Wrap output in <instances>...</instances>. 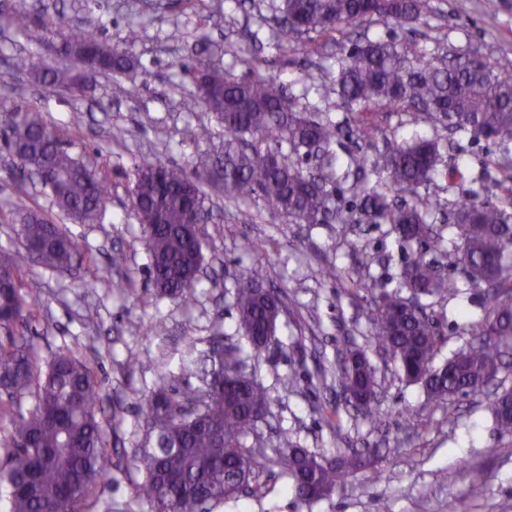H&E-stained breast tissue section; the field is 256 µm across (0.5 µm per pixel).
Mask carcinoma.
I'll list each match as a JSON object with an SVG mask.
<instances>
[{
    "label": "carcinoma",
    "mask_w": 512,
    "mask_h": 512,
    "mask_svg": "<svg viewBox=\"0 0 512 512\" xmlns=\"http://www.w3.org/2000/svg\"><path fill=\"white\" fill-rule=\"evenodd\" d=\"M432 11L430 0H283L277 44L281 56L293 52V41L312 32L340 30L348 25L398 20L412 23ZM14 24L36 36L43 24L27 13L13 14ZM100 16L89 10L72 25L59 53L101 73H125L135 66L126 53L99 40L94 30ZM14 68L32 78L71 89L76 75L66 66L51 68L40 58L18 55ZM193 94L184 108H203L224 128V159L219 169L207 156L194 173L171 162L143 159L132 169V197L145 223L141 230L150 265L148 274L160 297L185 305L197 299L199 272L204 266L200 222L209 216L203 185L219 181L225 197L237 202L260 201L279 211L291 224L351 221L390 224L399 242L419 248L402 270L398 289H378L365 281L361 288L372 301L365 316L370 324L365 347L348 348L336 372L346 405L356 400L358 415L374 426L387 417L375 394L378 382L370 363L372 351L393 362L398 376L423 386L428 397L442 403L456 396L482 395L498 438L512 439V387L498 383L508 349H512V57L499 56L477 64L464 56L438 63L426 60L413 45L370 38L355 44L336 78V93L357 113L358 133H370L368 114L378 110L404 113V124L418 125L424 116L467 131L478 140L505 149L486 164L488 179L499 184L496 203L465 198L448 214V239L436 233L428 218L442 209L441 199L428 192L437 177L453 184L459 167L450 161L443 170L439 141L416 137L353 159L357 174L348 187L351 208L332 207L328 185L337 182L339 161L331 149L341 128L331 120L312 119L294 108L292 98L270 78H236L202 61L184 67ZM0 128L22 171L40 178L53 206L78 224L98 221L108 195L99 172L81 162L62 144L39 112L1 111ZM270 140L265 150L247 151L246 137ZM296 154L323 148L318 174L325 189L306 177L304 161L287 164L283 147ZM387 176L382 186L371 176ZM427 193L422 194L419 189ZM14 234L34 265L72 272L82 258L69 230L35 211L23 197L12 204ZM448 246H443V242ZM443 251L448 266L481 289L482 316L459 327L467 340L448 359L435 362L443 343L439 326L422 300L458 294V282L437 274L430 251ZM266 267H250L234 292L239 330L245 336H274L284 308V291L261 292ZM42 282L25 272L17 253L0 249V387L11 400L0 403L9 427L0 444V486L7 489V512H86L107 484L112 455L98 415L97 376L78 351L60 346L48 359L36 351L30 336L33 313L39 309ZM213 380L203 394L182 392L165 371L140 403L147 445L136 449L144 477L136 500L150 512H197L240 497L254 470L271 461L255 433V411L269 406L266 390L242 367L229 395L218 376L224 365H242V350L215 338L211 348ZM30 391L34 408L23 413L12 396ZM278 448L292 449L289 459L276 457L288 475L297 502L331 498L354 472L375 466L372 450L341 448L334 460L300 447L288 431L278 433Z\"/></svg>",
    "instance_id": "cac0c4a2"
}]
</instances>
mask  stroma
I'll list each match as a JSON object with an SVG mask.
<instances>
[{
    "instance_id": "1",
    "label": "stroma",
    "mask_w": 512,
    "mask_h": 512,
    "mask_svg": "<svg viewBox=\"0 0 512 512\" xmlns=\"http://www.w3.org/2000/svg\"><path fill=\"white\" fill-rule=\"evenodd\" d=\"M433 2L434 13L418 22L388 21L316 34L286 59L272 37L280 0H24L27 11L44 22L34 39L0 17V109L42 112L69 151L96 167L109 187L101 222L70 227L86 258L79 275L43 273L40 314L31 335L45 358L62 344L80 343L98 377L109 447L120 463L102 494L112 512H124L143 478L135 456L144 434L141 396L153 388L161 368L171 373L178 389H203L198 356L209 351L211 337L218 334L225 343L241 346L249 370L271 397L269 413L256 428L268 450L276 448V430L285 429L300 446L328 458L350 443L380 449L382 459L380 474L355 472L339 494L303 506L295 504L286 475L264 469L249 494L208 512H500L502 501L512 500V444L498 443L478 397L428 402L421 385L401 381L393 363L376 357L372 363L386 421L372 426L336 404L332 374L340 351L363 346L369 331L359 279L368 276L381 288L397 289L401 268L413 255L412 249L401 247L390 225L291 224L260 203L234 204L222 193L209 192L206 204L212 217L201 227L207 277L196 303L186 308L159 297L153 288L132 209L134 162L157 157L190 170L224 138L223 128L209 114L184 109L193 87L182 82L180 64L201 60L238 78L275 79L308 113L343 123L349 113L332 83L341 59L363 37L410 43L431 58L473 47L491 58L512 55V0H500L492 19L484 13L483 0ZM88 10L102 19L100 38L126 48L137 68L122 74L85 73L77 89L35 82L14 71L12 61L19 53L56 65L61 37ZM132 25L139 38L128 46L124 38ZM176 28L183 33L178 40L171 37ZM19 84L24 96L8 94V87ZM404 120L401 113L382 110L371 134H340L332 149L343 171H350L351 156L402 141L416 130L437 137L442 156L458 160L465 173L453 191L442 193V201H455L472 190L485 199L500 196V188L482 178V165L498 155V146L432 120L415 130ZM202 123L211 126L212 142L194 138ZM118 129L123 137L116 141L112 134ZM20 196L45 213L53 211L43 188L23 176L0 145V249L19 247L9 205ZM250 240L263 244L262 254L247 251ZM117 250L125 253L126 262L113 270L109 258ZM258 262L267 269V287L286 292L275 340L260 352L238 332L233 307L237 280ZM331 269L336 272L332 278L327 275ZM99 274L104 280L95 293L79 288L78 276ZM458 286L461 296L435 299L433 306L445 355L464 342L457 324L481 315L477 303L465 296L469 283L462 280ZM190 340L196 344L192 354L185 351ZM132 356L138 358L137 366L128 365ZM291 373L296 384L283 389L280 380ZM409 410L420 413L412 428L404 420ZM452 412L457 415L453 426L447 421ZM461 459L488 470L484 487L470 486L457 466Z\"/></svg>"
}]
</instances>
